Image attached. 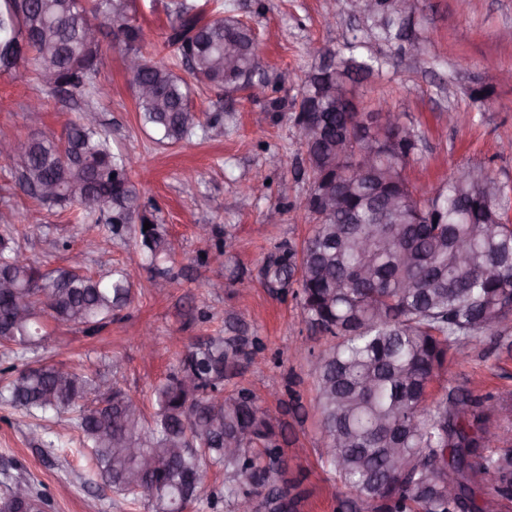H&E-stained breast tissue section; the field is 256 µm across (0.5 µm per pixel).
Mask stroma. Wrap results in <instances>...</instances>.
<instances>
[{
  "instance_id": "obj_1",
  "label": "stroma",
  "mask_w": 512,
  "mask_h": 512,
  "mask_svg": "<svg viewBox=\"0 0 512 512\" xmlns=\"http://www.w3.org/2000/svg\"><path fill=\"white\" fill-rule=\"evenodd\" d=\"M169 0H136L152 61L171 63L162 53L169 30ZM227 14L258 34L262 89L196 90L192 104L202 126L174 146L154 142L142 130L124 48L111 32L100 37L101 80L108 96L88 98L42 86L32 69L0 74V136L61 137L85 109H94L114 151L128 154L130 175L144 182L145 215L162 225L173 258L157 269L136 255L132 235L107 238L92 224L75 223L70 212L33 203L19 182V162L0 159V208L16 211L18 240L45 270L79 256L85 271L127 268L134 300L95 334L72 325L47 324L40 353L117 385L144 402L161 380L177 371L188 346L210 336L259 338L261 360H241L224 375V391L249 390L285 425L290 473L303 481L307 497L299 512H338L350 493L324 468L323 441L315 408L313 360L298 346L322 351L327 337L306 322L298 299L266 287L262 270L280 244L300 245L311 225L299 202L310 179L305 148L294 122L307 73L317 59L308 44L333 49L346 39H364L383 62L380 74L353 84L360 106L396 112L413 132L416 148L408 180L431 188L461 166H485L512 186V0H419L389 41L371 38L369 24L348 0H224ZM43 107L28 108L33 99ZM278 153L279 166L268 164ZM212 227L215 239H230L225 252L203 251L196 227ZM152 329L153 358H144L139 336ZM461 387L477 395L512 394V354L482 337L450 352L432 385L433 397ZM304 411H287L291 397ZM27 481L48 496V512H150L146 501L113 494L90 468L72 414L42 422L0 399V494Z\"/></svg>"
}]
</instances>
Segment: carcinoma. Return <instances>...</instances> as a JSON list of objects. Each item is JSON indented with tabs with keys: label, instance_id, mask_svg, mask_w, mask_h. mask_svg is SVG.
<instances>
[{
	"label": "carcinoma",
	"instance_id": "obj_1",
	"mask_svg": "<svg viewBox=\"0 0 512 512\" xmlns=\"http://www.w3.org/2000/svg\"><path fill=\"white\" fill-rule=\"evenodd\" d=\"M173 16L165 46L181 60L178 74L144 55L143 32L133 0H0V73L20 62L45 68L69 92L99 93V42L87 38L86 22L113 30L139 69L132 85L141 123L158 142L176 145L201 126L191 106L195 85L246 89L261 70L252 29L207 5L171 0ZM406 0H373L366 14L371 29L389 40ZM350 81L382 67L372 55L337 57ZM324 63L305 80L307 115L319 133L305 137L312 183L346 180L362 151L367 129L357 113L345 112L321 95L336 79ZM413 136L399 149L379 155L334 214L312 194L299 209L314 220L300 246L278 249L263 269L270 288L297 285L307 322L335 343L316 357V408L325 445L324 467L340 480L361 512H487L479 485L492 481L495 506L512 503V450L499 446L501 421L512 414L505 397H476L450 390L430 399V387L448 353L485 335L501 339L512 325V190L489 168L464 167L448 182L422 192L403 171ZM22 176L52 184V195L32 194L42 206L80 207L107 237L132 231L143 211V191L133 182L129 158L112 150L109 134L88 111L58 139L30 138L17 151ZM140 247L156 262L170 256L158 224L139 228ZM360 266L372 275L357 278ZM0 345L33 351L44 335L39 318L94 331L124 308L132 296L129 274L112 270L92 276L74 268L49 273L34 266L0 237ZM264 345L239 336H210L192 346L179 370L153 391L155 411L121 388L99 392V382L61 363L37 359L9 382L6 401L37 417L78 410L81 442L97 476L118 495L143 499L152 512H181L195 504L212 509L222 501L230 512H299L306 497L301 480L288 477L280 426L251 392L224 395V372L243 357L253 360ZM96 399L86 404L88 396ZM224 484L204 500L211 469ZM28 512H44L46 496L26 483Z\"/></svg>",
	"mask_w": 512,
	"mask_h": 512
}]
</instances>
